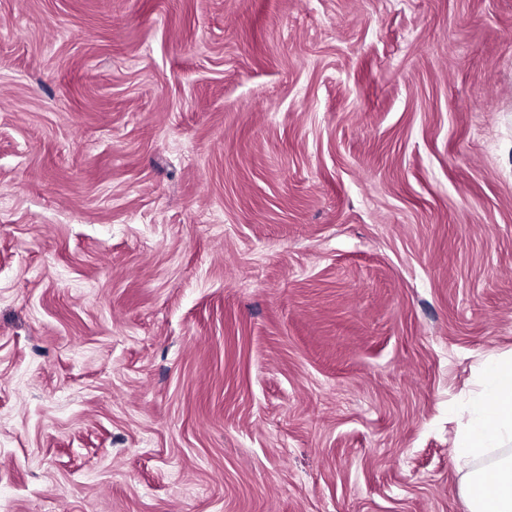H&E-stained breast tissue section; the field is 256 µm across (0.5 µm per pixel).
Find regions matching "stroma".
Masks as SVG:
<instances>
[{
  "mask_svg": "<svg viewBox=\"0 0 512 512\" xmlns=\"http://www.w3.org/2000/svg\"><path fill=\"white\" fill-rule=\"evenodd\" d=\"M512 351V0H0V512H468Z\"/></svg>",
  "mask_w": 512,
  "mask_h": 512,
  "instance_id": "35a3bbf8",
  "label": "stroma"
}]
</instances>
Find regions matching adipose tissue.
Wrapping results in <instances>:
<instances>
[{
  "mask_svg": "<svg viewBox=\"0 0 512 512\" xmlns=\"http://www.w3.org/2000/svg\"><path fill=\"white\" fill-rule=\"evenodd\" d=\"M484 372L485 406L455 445L470 462L462 488L469 512H512V355L493 357Z\"/></svg>",
  "mask_w": 512,
  "mask_h": 512,
  "instance_id": "1",
  "label": "adipose tissue"
}]
</instances>
